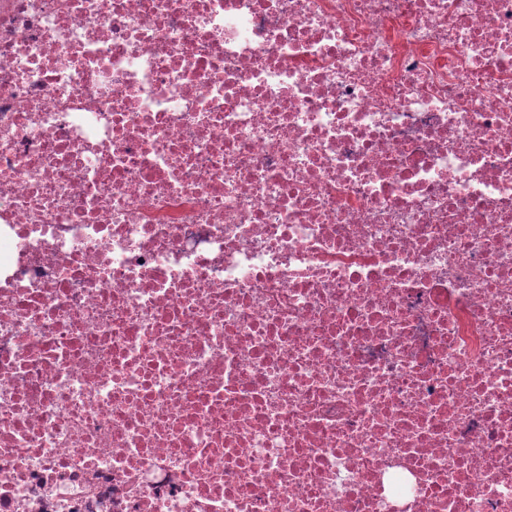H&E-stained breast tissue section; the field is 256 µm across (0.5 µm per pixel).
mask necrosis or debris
Segmentation results:
<instances>
[{"label":"necrosis or debris","instance_id":"4bbe7bcc","mask_svg":"<svg viewBox=\"0 0 512 512\" xmlns=\"http://www.w3.org/2000/svg\"><path fill=\"white\" fill-rule=\"evenodd\" d=\"M0 512H512V0H0Z\"/></svg>","mask_w":512,"mask_h":512}]
</instances>
